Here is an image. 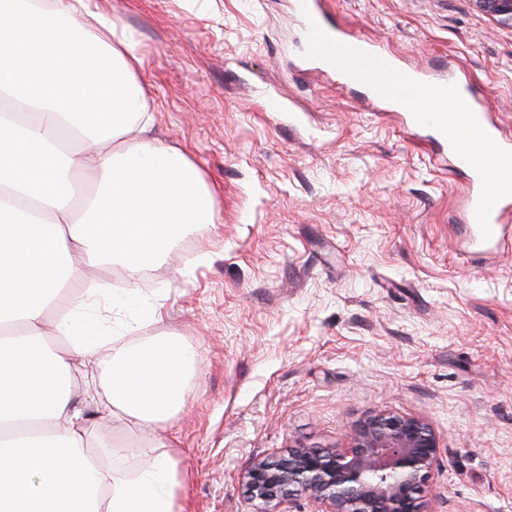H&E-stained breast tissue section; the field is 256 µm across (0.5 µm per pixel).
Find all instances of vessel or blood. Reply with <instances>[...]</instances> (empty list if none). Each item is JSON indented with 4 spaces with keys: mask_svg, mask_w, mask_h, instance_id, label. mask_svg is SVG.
<instances>
[{
    "mask_svg": "<svg viewBox=\"0 0 512 512\" xmlns=\"http://www.w3.org/2000/svg\"><path fill=\"white\" fill-rule=\"evenodd\" d=\"M306 32L309 62L336 73L343 86L369 105L406 113L419 129L424 113H436L433 138L468 178L463 208L474 254L496 255L512 236V137L492 113L464 95L456 75L412 70L386 49L321 20L322 0H295Z\"/></svg>",
    "mask_w": 512,
    "mask_h": 512,
    "instance_id": "1",
    "label": "vessel or blood"
}]
</instances>
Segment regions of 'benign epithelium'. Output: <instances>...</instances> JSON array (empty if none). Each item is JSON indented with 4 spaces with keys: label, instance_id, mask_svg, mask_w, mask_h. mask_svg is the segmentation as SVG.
I'll list each match as a JSON object with an SVG mask.
<instances>
[{
    "label": "benign epithelium",
    "instance_id": "7a95c632",
    "mask_svg": "<svg viewBox=\"0 0 512 512\" xmlns=\"http://www.w3.org/2000/svg\"><path fill=\"white\" fill-rule=\"evenodd\" d=\"M475 3L512 25V0ZM348 440L346 448L296 444L254 462L243 481L265 505L304 494L315 512H426L425 488L441 446L425 419L380 411L350 427Z\"/></svg>",
    "mask_w": 512,
    "mask_h": 512
}]
</instances>
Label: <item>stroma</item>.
Here are the masks:
<instances>
[{
  "instance_id": "35a3bbf8",
  "label": "stroma",
  "mask_w": 512,
  "mask_h": 512,
  "mask_svg": "<svg viewBox=\"0 0 512 512\" xmlns=\"http://www.w3.org/2000/svg\"><path fill=\"white\" fill-rule=\"evenodd\" d=\"M403 65H448L512 136V27L474 0H322ZM291 0H91L143 60L153 138L217 194L141 292L197 360L165 428L85 413L100 460L177 465L181 512H261L242 479L295 443L344 447L378 410L424 417L441 454L428 512H512V249L461 253L466 175L304 59ZM134 443L112 456L104 442Z\"/></svg>"
}]
</instances>
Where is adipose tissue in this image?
Wrapping results in <instances>:
<instances>
[{
	"label": "adipose tissue",
	"mask_w": 512,
	"mask_h": 512,
	"mask_svg": "<svg viewBox=\"0 0 512 512\" xmlns=\"http://www.w3.org/2000/svg\"><path fill=\"white\" fill-rule=\"evenodd\" d=\"M141 66L123 28L88 0H0V94L37 116L26 127L0 113V326L19 328L0 338V512H175L170 455L130 478L90 453L72 365L43 332L47 304L74 288L54 331L83 359L93 394L99 350L159 306L135 287L76 288L73 256L112 261L133 279L215 220L197 165L149 139ZM74 139L83 147L73 153ZM77 169L92 191L76 193ZM196 357L174 338L115 351L102 417L166 423L185 403Z\"/></svg>",
	"instance_id": "ef3b65f1"
}]
</instances>
